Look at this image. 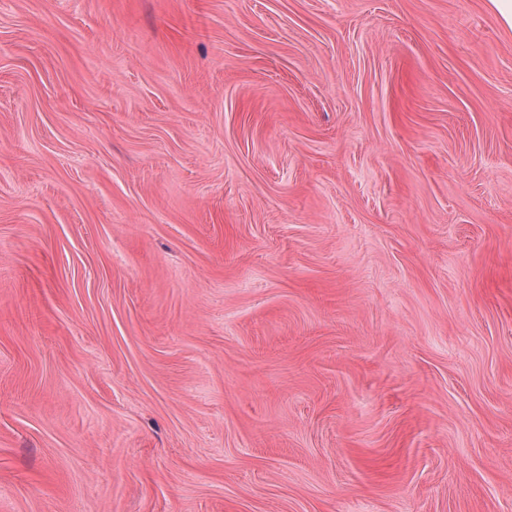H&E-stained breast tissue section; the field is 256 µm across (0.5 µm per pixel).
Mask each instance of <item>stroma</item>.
I'll list each match as a JSON object with an SVG mask.
<instances>
[{"mask_svg": "<svg viewBox=\"0 0 512 512\" xmlns=\"http://www.w3.org/2000/svg\"><path fill=\"white\" fill-rule=\"evenodd\" d=\"M0 512H512L488 0H0Z\"/></svg>", "mask_w": 512, "mask_h": 512, "instance_id": "35a3bbf8", "label": "stroma"}]
</instances>
